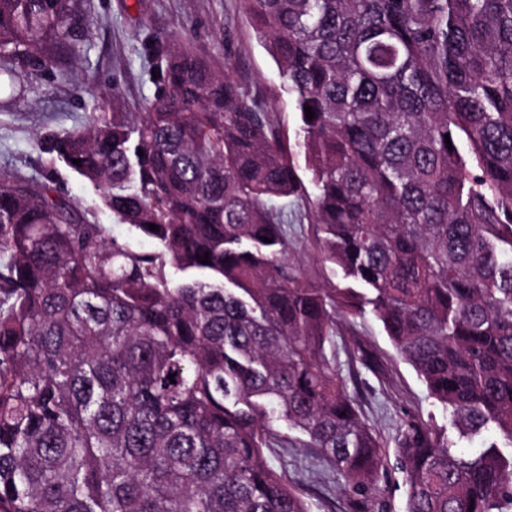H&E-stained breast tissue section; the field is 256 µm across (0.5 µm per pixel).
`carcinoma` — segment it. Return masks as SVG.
I'll list each match as a JSON object with an SVG mask.
<instances>
[{"mask_svg": "<svg viewBox=\"0 0 512 512\" xmlns=\"http://www.w3.org/2000/svg\"><path fill=\"white\" fill-rule=\"evenodd\" d=\"M244 3L292 141L164 36L142 111L39 135L40 181L0 171V512H310L264 455L297 443L368 512L383 445L332 352L368 312L448 414L398 428L403 512H512V0ZM77 14L0 0V76L77 52ZM58 162L158 250L59 196ZM290 197L339 282L290 263Z\"/></svg>", "mask_w": 512, "mask_h": 512, "instance_id": "cac0c4a2", "label": "carcinoma"}]
</instances>
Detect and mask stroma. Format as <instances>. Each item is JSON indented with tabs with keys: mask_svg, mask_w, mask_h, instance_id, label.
Returning <instances> with one entry per match:
<instances>
[{
	"mask_svg": "<svg viewBox=\"0 0 512 512\" xmlns=\"http://www.w3.org/2000/svg\"><path fill=\"white\" fill-rule=\"evenodd\" d=\"M78 29H90L80 57L60 61L33 76L23 96L0 110V169L40 179L48 157L37 147L38 133H64L83 126L93 113L111 108L118 92L127 111H138L155 86L145 51L158 36L176 35L192 44L215 69L229 70L265 111L274 113L284 135L296 114L278 69L258 41L243 0H80ZM61 195L111 237L134 250L152 252L150 239L130 234L117 223L99 192L67 168L58 170ZM336 363L348 390L357 396L363 421L386 453V470L372 496L370 512H403L404 486L396 467V429L410 416L425 417L433 407L413 369L398 358L373 315L340 326ZM269 463L311 505L312 512H350L353 499L338 470L307 448H269Z\"/></svg>",
	"mask_w": 512,
	"mask_h": 512,
	"instance_id": "stroma-1",
	"label": "stroma"
}]
</instances>
